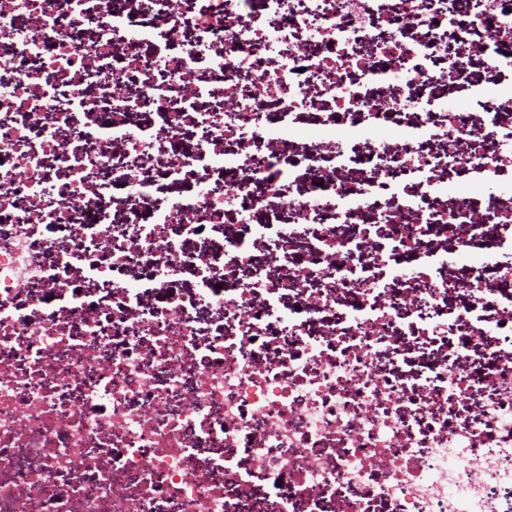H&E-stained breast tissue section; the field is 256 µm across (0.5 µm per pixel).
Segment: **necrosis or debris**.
<instances>
[{"instance_id":"1","label":"necrosis or debris","mask_w":512,"mask_h":512,"mask_svg":"<svg viewBox=\"0 0 512 512\" xmlns=\"http://www.w3.org/2000/svg\"><path fill=\"white\" fill-rule=\"evenodd\" d=\"M511 60L504 0H0V512H512Z\"/></svg>"}]
</instances>
